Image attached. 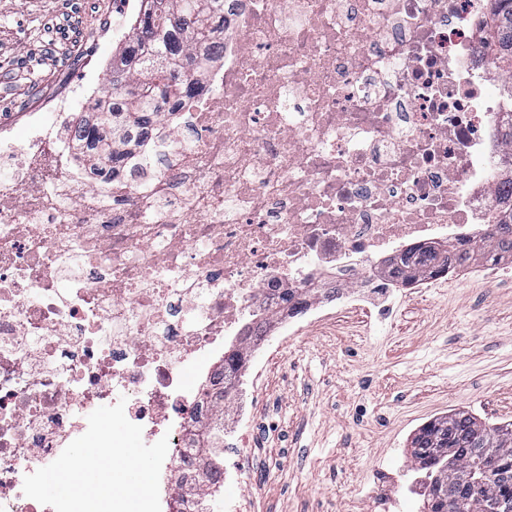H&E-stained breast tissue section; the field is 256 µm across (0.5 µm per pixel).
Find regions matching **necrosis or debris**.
Returning <instances> with one entry per match:
<instances>
[{
	"label": "necrosis or debris",
	"mask_w": 512,
	"mask_h": 512,
	"mask_svg": "<svg viewBox=\"0 0 512 512\" xmlns=\"http://www.w3.org/2000/svg\"><path fill=\"white\" fill-rule=\"evenodd\" d=\"M224 6L169 166L100 190L74 173L65 112L94 100L93 69L26 112L23 147L0 123V512H54L24 477L120 401L144 443L168 440L161 512H190L233 481L188 463L225 346L289 294L301 318L390 298L393 258L471 240L512 188L487 0Z\"/></svg>",
	"instance_id": "obj_1"
}]
</instances>
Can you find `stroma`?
Segmentation results:
<instances>
[{"mask_svg":"<svg viewBox=\"0 0 512 512\" xmlns=\"http://www.w3.org/2000/svg\"><path fill=\"white\" fill-rule=\"evenodd\" d=\"M127 0H0V115L37 106L86 67L108 72L130 35ZM110 26L94 39L96 18ZM237 498L250 512H375L377 466L415 478L410 441L467 411L512 423V263L408 288L385 320L347 307L275 334L254 392Z\"/></svg>","mask_w":512,"mask_h":512,"instance_id":"1","label":"stroma"}]
</instances>
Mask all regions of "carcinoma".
I'll use <instances>...</instances> for the list:
<instances>
[{"label": "carcinoma", "instance_id": "1", "mask_svg": "<svg viewBox=\"0 0 512 512\" xmlns=\"http://www.w3.org/2000/svg\"><path fill=\"white\" fill-rule=\"evenodd\" d=\"M140 0L119 63L108 78L111 100L104 119L89 123L79 119L80 141L92 160H105L104 176L121 174L127 163L125 147L151 138L157 119L174 112L200 92L193 79L199 57L194 49L224 37V0H165L164 15L150 19L151 4ZM491 23L485 50L499 63L505 94L499 130L501 141L512 146V0H488ZM140 76L135 86L126 84L130 73ZM112 134V149L101 157L103 142ZM484 237L491 248L481 245L457 255L452 249L429 245L411 248L401 266L388 276L404 283L463 267L480 256L497 263L512 260V204ZM225 390L215 388L214 420L203 426L201 449L217 454L224 445ZM412 460L425 472L428 512H490L494 503L512 505V424L489 426L469 412L456 411L423 425L412 437ZM488 455L497 457L501 469L483 483L480 493L454 498L469 478L482 477L481 464Z\"/></svg>", "mask_w": 512, "mask_h": 512}]
</instances>
